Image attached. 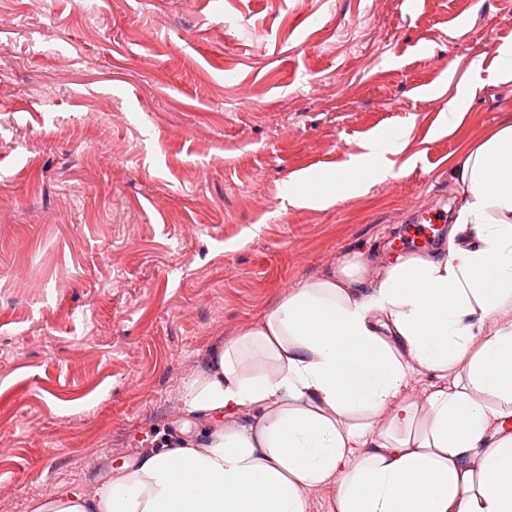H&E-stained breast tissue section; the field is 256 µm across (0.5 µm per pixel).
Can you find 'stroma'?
<instances>
[{
  "instance_id": "stroma-1",
  "label": "stroma",
  "mask_w": 512,
  "mask_h": 512,
  "mask_svg": "<svg viewBox=\"0 0 512 512\" xmlns=\"http://www.w3.org/2000/svg\"><path fill=\"white\" fill-rule=\"evenodd\" d=\"M509 47L512 0H0V512L157 447L189 371L298 282L415 252L512 123ZM390 126L392 178L281 197ZM446 222V215L441 210H429L423 212L413 225L414 238L421 244H428L435 237L438 224Z\"/></svg>"
}]
</instances>
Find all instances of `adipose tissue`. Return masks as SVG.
Masks as SVG:
<instances>
[{
	"mask_svg": "<svg viewBox=\"0 0 512 512\" xmlns=\"http://www.w3.org/2000/svg\"><path fill=\"white\" fill-rule=\"evenodd\" d=\"M407 133L377 134L349 170L281 195L333 204L391 176ZM445 253L369 270L339 261L182 382L185 420L161 450L35 512H512V123L459 159ZM438 383L407 397L412 372ZM204 424L203 433L194 425ZM335 487L331 483L310 489L305 494V512H336L333 509Z\"/></svg>",
	"mask_w": 512,
	"mask_h": 512,
	"instance_id": "adipose-tissue-1",
	"label": "adipose tissue"
}]
</instances>
